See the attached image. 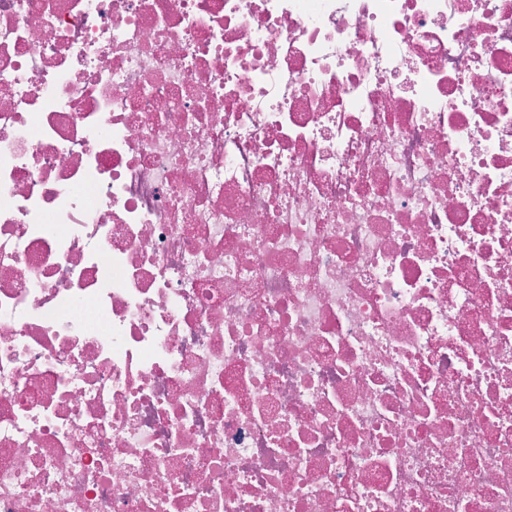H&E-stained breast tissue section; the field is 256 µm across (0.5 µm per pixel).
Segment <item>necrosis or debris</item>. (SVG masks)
<instances>
[{"instance_id": "obj_1", "label": "necrosis or debris", "mask_w": 512, "mask_h": 512, "mask_svg": "<svg viewBox=\"0 0 512 512\" xmlns=\"http://www.w3.org/2000/svg\"><path fill=\"white\" fill-rule=\"evenodd\" d=\"M0 512H512V0H0Z\"/></svg>"}]
</instances>
